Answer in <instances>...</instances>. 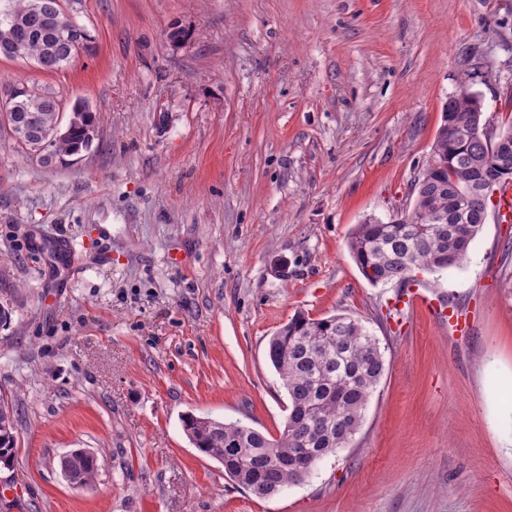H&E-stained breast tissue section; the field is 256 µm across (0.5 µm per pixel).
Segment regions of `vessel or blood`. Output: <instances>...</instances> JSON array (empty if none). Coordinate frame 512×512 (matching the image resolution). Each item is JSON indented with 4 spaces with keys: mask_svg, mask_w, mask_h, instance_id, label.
Listing matches in <instances>:
<instances>
[{
    "mask_svg": "<svg viewBox=\"0 0 512 512\" xmlns=\"http://www.w3.org/2000/svg\"><path fill=\"white\" fill-rule=\"evenodd\" d=\"M399 316L397 327H404L410 315H427L447 327L449 334L457 336L468 335L471 329L470 309L456 305H444L433 292L421 282L408 285L401 295L392 302Z\"/></svg>",
    "mask_w": 512,
    "mask_h": 512,
    "instance_id": "b4317fda",
    "label": "vessel or blood"
}]
</instances>
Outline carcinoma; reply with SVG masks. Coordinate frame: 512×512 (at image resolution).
I'll return each mask as SVG.
<instances>
[{"label":"carcinoma","instance_id":"cac0c4a2","mask_svg":"<svg viewBox=\"0 0 512 512\" xmlns=\"http://www.w3.org/2000/svg\"><path fill=\"white\" fill-rule=\"evenodd\" d=\"M0 57L9 52L14 31L9 16L25 19L28 29L21 57L42 61L46 72L71 64L61 55L59 23L29 20L31 0H0ZM60 99L25 86L7 108L36 127L56 123ZM482 100L472 93L450 99L431 149L442 160L424 166L415 180V200L394 224L366 217L355 225L348 250L363 277L373 285H407L415 272H438L461 266L484 221L485 200L472 190L485 181L497 187L512 180V154L497 150V138L484 131ZM95 123L89 106L71 107V133L42 144V165L88 149L83 127ZM267 357L288 393V417L280 438L266 436L239 421L187 414L183 430L190 444L220 463L224 474L255 495L274 496L305 483L326 457L348 447L362 427L371 397L386 372L379 339L360 320L347 314L311 318L293 316L268 340ZM16 448L14 404L0 394V463L11 464ZM59 468L75 488L97 476L94 453L75 450L59 458Z\"/></svg>","mask_w":512,"mask_h":512}]
</instances>
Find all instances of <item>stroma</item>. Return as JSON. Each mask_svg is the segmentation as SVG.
Returning a JSON list of instances; mask_svg holds the SVG:
<instances>
[{
  "mask_svg": "<svg viewBox=\"0 0 512 512\" xmlns=\"http://www.w3.org/2000/svg\"><path fill=\"white\" fill-rule=\"evenodd\" d=\"M93 54L47 73L0 58L97 136L42 166L0 133V390L24 512H512V223L422 274L469 335L398 332L347 240L412 204L461 80L512 124V0H64ZM190 33L172 48L171 27ZM354 316L386 374L350 448L269 499L185 436L187 413L279 437L266 357L295 312ZM98 457L95 483L58 467ZM59 468L74 488H83L97 476V458L93 452L75 450L59 458Z\"/></svg>",
  "mask_w": 512,
  "mask_h": 512,
  "instance_id": "35a3bbf8",
  "label": "stroma"
}]
</instances>
